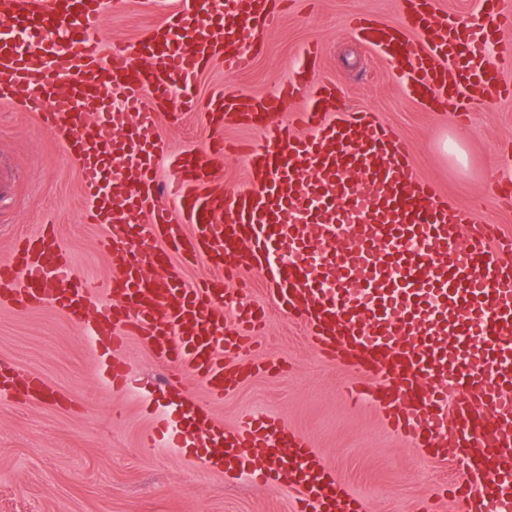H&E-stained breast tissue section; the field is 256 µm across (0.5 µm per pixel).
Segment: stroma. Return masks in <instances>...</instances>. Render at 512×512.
Returning a JSON list of instances; mask_svg holds the SVG:
<instances>
[{"instance_id":"stroma-1","label":"stroma","mask_w":512,"mask_h":512,"mask_svg":"<svg viewBox=\"0 0 512 512\" xmlns=\"http://www.w3.org/2000/svg\"><path fill=\"white\" fill-rule=\"evenodd\" d=\"M174 5L121 0L102 16L100 32L115 44L139 42ZM357 15L396 22L395 0H288L250 68L230 78L220 67L203 73L199 99L219 87L267 95L299 70L301 49L315 45L322 59L315 81L335 85L333 110L374 113L404 136L416 175L460 205L486 197L485 218L512 235V211L490 201L497 155L512 143V99L475 101L465 123L452 112L420 107L397 83L396 62L356 39L349 24ZM159 133L171 150L202 148L207 115L201 109L179 114ZM458 134L459 158L448 150ZM0 171L12 178L0 201V258L49 218L76 275L108 279V259L98 247L105 227L82 221L76 163L19 105L0 104ZM260 342L258 361L279 363V370L252 375L220 402L196 389L216 420L232 427L255 414L287 425L310 441L366 512H413L420 501L442 495L445 512H465L454 491L469 478L459 448L449 447L447 462L429 461L372 404L347 405L342 392L351 371L321 361L302 324L276 308L269 307ZM125 354L138 385L115 390L100 375L84 327L51 307H0V362L38 375L49 388L36 399H0V512H294L289 490L206 470L179 448L148 446L154 403L146 388L165 370L138 339L128 340Z\"/></svg>"}]
</instances>
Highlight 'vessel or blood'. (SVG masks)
<instances>
[{
	"mask_svg": "<svg viewBox=\"0 0 512 512\" xmlns=\"http://www.w3.org/2000/svg\"><path fill=\"white\" fill-rule=\"evenodd\" d=\"M394 25L355 19L351 28L401 63L399 81L421 106L440 103L466 120L489 91L511 97L488 54L512 29L504 0H479L475 14L436 0H398ZM277 0H179L140 42L111 45L97 31L106 0H0V101L26 111L77 161L83 217L102 224L112 276L73 274L53 223L20 237L0 260V305L53 306L110 354L113 388L133 378L120 353L136 336L165 365L171 418L153 428L193 449L206 468L280 484L298 512H364L309 441L273 420L227 429L191 395L182 372L223 399L255 372L229 358L258 347L266 310L238 305L224 325L225 280L260 269L274 306L305 327L317 355L350 367V405L374 403L385 422L432 460L461 448L477 494L512 505V237L481 208L454 204L410 174L405 139L366 111L329 112L332 85L313 86L315 46L295 79L255 98L220 89L208 111L263 118L262 139L239 150L249 179L232 199L217 194L219 138L204 151L171 152L154 137L169 112L172 82L195 108L197 78L212 64L247 69L278 20ZM305 95L291 125L272 123L279 104ZM121 100L123 111L105 107ZM166 160L174 208L159 205L156 167ZM495 189L512 197V150L500 157ZM211 271L184 287L183 264ZM55 288H48V276ZM118 292V304H99ZM45 392L39 377L0 363V395Z\"/></svg>",
	"mask_w": 512,
	"mask_h": 512,
	"instance_id": "obj_1",
	"label": "vessel or blood"
}]
</instances>
